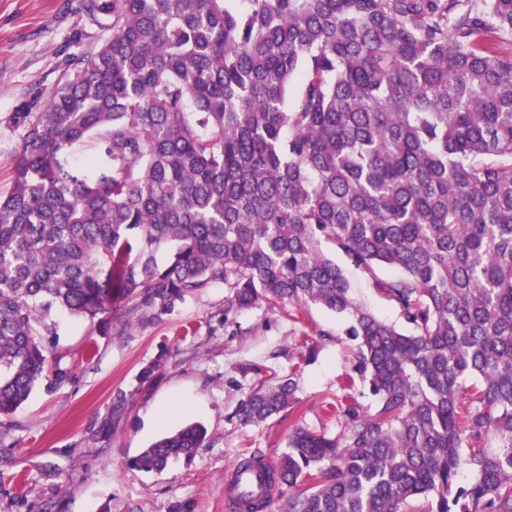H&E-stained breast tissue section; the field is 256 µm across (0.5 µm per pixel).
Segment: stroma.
I'll use <instances>...</instances> for the list:
<instances>
[{"instance_id":"1","label":"stroma","mask_w":512,"mask_h":512,"mask_svg":"<svg viewBox=\"0 0 512 512\" xmlns=\"http://www.w3.org/2000/svg\"><path fill=\"white\" fill-rule=\"evenodd\" d=\"M111 36V17L89 15L83 0H0V195L12 186L16 112L34 89L56 85L69 56L93 53ZM345 272L359 303L401 324L397 306L372 279L350 266ZM224 296L223 287L209 288L130 336L64 319L60 345L73 380L52 394L34 390L11 416L10 432L0 435V512H229L225 478L242 453L275 461L287 450L290 428L335 431L323 407L335 401L352 370L348 318L319 307L249 309L230 334L218 322ZM302 337L317 356L300 365L294 344ZM91 346L97 354L89 360ZM161 355L166 371L138 390L140 368ZM247 363L294 374V412L240 426L236 412L253 383L241 371ZM120 391L130 396L128 417L99 441L96 432ZM171 405L180 407L179 417L159 421ZM185 420L208 431L192 459L172 461L159 473L130 467L152 440Z\"/></svg>"}]
</instances>
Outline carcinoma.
Returning a JSON list of instances; mask_svg holds the SVG:
<instances>
[{"instance_id": "obj_1", "label": "carcinoma", "mask_w": 512, "mask_h": 512, "mask_svg": "<svg viewBox=\"0 0 512 512\" xmlns=\"http://www.w3.org/2000/svg\"><path fill=\"white\" fill-rule=\"evenodd\" d=\"M112 38L73 55L16 113L0 196V428L72 379L56 313L129 336L224 286L220 323L267 306L350 317L376 405H331L338 432L245 453L235 512H512V0H84ZM91 148L85 170L70 155ZM371 277L405 333L358 304ZM381 269L398 276L379 277ZM124 302L112 319V300ZM159 356L139 386L166 370ZM256 377L237 416L297 407L293 374ZM465 378L477 383L462 385ZM128 399L112 397L111 420ZM491 435L493 448L480 443ZM187 422L133 460L205 446ZM469 453L463 454V447ZM476 471L460 479L464 466ZM324 251L330 258L334 259L337 264L344 268L353 286V296L359 303L371 309L386 322L396 324L402 329L408 328L400 317L397 306L377 290L372 279L361 271L348 266L342 255L334 250L333 246L325 245Z\"/></svg>"}]
</instances>
